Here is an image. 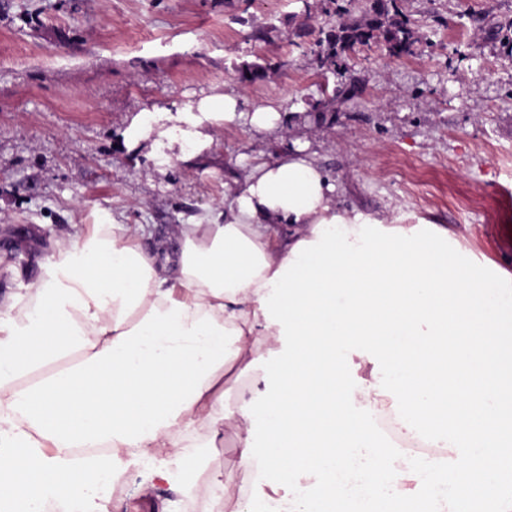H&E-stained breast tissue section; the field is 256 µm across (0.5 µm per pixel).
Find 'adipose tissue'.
<instances>
[{
	"instance_id": "ef3b65f1",
	"label": "adipose tissue",
	"mask_w": 512,
	"mask_h": 512,
	"mask_svg": "<svg viewBox=\"0 0 512 512\" xmlns=\"http://www.w3.org/2000/svg\"><path fill=\"white\" fill-rule=\"evenodd\" d=\"M259 134L288 121L228 89L184 103ZM140 224H78L0 297V512H106L100 483L141 459L191 488L225 427L240 464L276 473L246 512H346L380 485L392 512H512V282L448 246L441 224L341 209L298 146L254 164L221 217L145 252ZM275 349V387L234 410L225 377ZM447 448L385 454L373 418Z\"/></svg>"
}]
</instances>
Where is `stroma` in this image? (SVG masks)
<instances>
[{
	"instance_id": "obj_1",
	"label": "stroma",
	"mask_w": 512,
	"mask_h": 512,
	"mask_svg": "<svg viewBox=\"0 0 512 512\" xmlns=\"http://www.w3.org/2000/svg\"><path fill=\"white\" fill-rule=\"evenodd\" d=\"M422 36L421 53L383 47L348 56L362 97L327 101L298 31L315 39L336 19L334 0H0V290L23 287L52 235L100 218L150 229L154 249L174 228L208 223L224 190L254 159L275 161L296 144L336 182V204L415 224H444L473 264L512 280V48L479 34L480 19L508 26L512 0H401ZM266 37L258 41L255 30ZM260 64L263 78L238 72ZM236 90L246 106L302 114L272 136L203 120L202 145L157 148L183 128L173 105ZM336 124L310 119L319 108ZM163 111L148 138L134 131ZM260 492L225 429L187 492L163 484L150 496L128 471L108 512H236L217 481Z\"/></svg>"
}]
</instances>
